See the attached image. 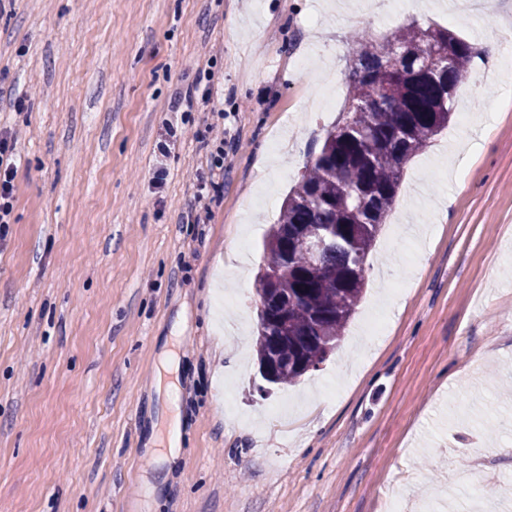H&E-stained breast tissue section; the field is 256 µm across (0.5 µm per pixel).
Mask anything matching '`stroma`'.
<instances>
[{
	"label": "stroma",
	"mask_w": 512,
	"mask_h": 512,
	"mask_svg": "<svg viewBox=\"0 0 512 512\" xmlns=\"http://www.w3.org/2000/svg\"><path fill=\"white\" fill-rule=\"evenodd\" d=\"M445 0H14L0 127L18 130L0 240V512H465L479 439L512 512V89L471 78L405 166L362 302L298 383H260L263 237L345 105L352 30L512 35ZM192 92L186 112L171 104ZM23 98L15 107L13 98ZM234 152L219 154L208 126ZM165 169L162 184L153 174ZM208 206L207 223H188ZM174 357L176 388L157 378ZM178 454L163 459L167 420Z\"/></svg>",
	"instance_id": "1"
}]
</instances>
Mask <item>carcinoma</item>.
I'll use <instances>...</instances> for the list:
<instances>
[{
    "label": "carcinoma",
    "instance_id": "obj_1",
    "mask_svg": "<svg viewBox=\"0 0 512 512\" xmlns=\"http://www.w3.org/2000/svg\"><path fill=\"white\" fill-rule=\"evenodd\" d=\"M426 36L446 42L451 58L430 74L420 71ZM353 47L345 75L349 109L326 130L264 241L268 260L256 283L269 310H258L255 345L273 385L318 369L336 349L363 297L368 257L404 167L448 127L457 89L477 57L465 38L414 22L380 37L363 27ZM397 47L404 55L393 71ZM311 232L325 236L313 258L302 248Z\"/></svg>",
    "mask_w": 512,
    "mask_h": 512
}]
</instances>
